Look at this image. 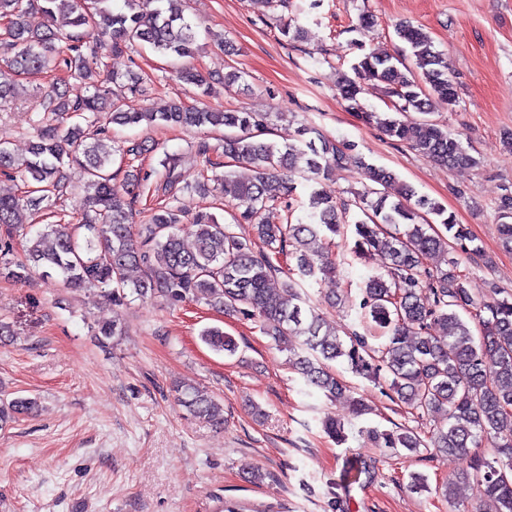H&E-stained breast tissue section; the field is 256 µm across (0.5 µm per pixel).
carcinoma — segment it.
Segmentation results:
<instances>
[{"instance_id": "cac0c4a2", "label": "carcinoma", "mask_w": 512, "mask_h": 512, "mask_svg": "<svg viewBox=\"0 0 512 512\" xmlns=\"http://www.w3.org/2000/svg\"><path fill=\"white\" fill-rule=\"evenodd\" d=\"M107 2L0 0V19L6 21L0 44L7 50L0 60V108L11 102L17 77L48 69L54 42L66 43L68 51L62 59L68 79L43 98L47 117L30 143L29 157L19 162L0 144V171L19 168L33 184L20 196H0V276L23 280L40 269L46 278L57 274L70 286L97 289L115 307L135 297L170 306L204 300L219 312L257 323L275 346L289 352L288 362L306 387L328 400L349 401L353 414L361 417L368 408L332 369L341 359L356 375L375 384L385 382L391 401L421 416L444 412L443 422L425 440L403 428L369 427L361 433L380 448L417 452L424 447L435 456L467 454L490 443L494 457L474 455L470 471L462 476L473 491L470 512H482L488 500L498 503L500 512H512V297L474 299L454 258L445 269L428 265L453 244L465 253L480 254L479 246L469 247L473 238L468 229L410 185L402 186L398 199H390L381 188L396 182L394 173L365 163L351 144L322 138L318 148L310 141L281 148L261 139L268 131L262 113L212 111L181 101L165 112H151L102 89L104 69L83 52L90 36H109L118 51L147 45L183 59L198 50V24L185 18L180 0H125L127 11L119 13L105 6ZM36 7L49 17L68 15L71 30H29L24 18ZM396 35L409 46L421 73H402L404 61L398 57L365 53L352 65L354 76L345 75L339 83L341 98L349 109L363 112L360 80L377 81L392 98V111L364 112L368 124L440 166L477 164L447 129L430 120H408L411 112L428 114L437 104H455L458 94L448 78V62L427 32L401 25ZM177 77L206 96L214 84L230 88L242 75L230 70L216 78L183 66ZM89 114L99 123L91 132L80 124ZM111 123L232 130L224 136V156L251 165L256 175L242 180L226 171L214 178L213 190L234 206L235 223L253 226L254 236H239L233 225L219 223L211 213L187 223L182 210L170 203L150 208L145 223H133L136 198L128 188L140 185L141 170L129 164L122 183H114L117 173L100 143ZM351 164L365 168L374 183L354 199L364 216L354 224V253L360 259L378 255L383 266L364 281L352 307L386 337L377 350L357 331L346 342L332 336L304 291L309 281L336 276L332 236L340 232L348 203L339 204L314 189L305 222L294 215L288 200L296 190L292 175L303 173L317 182ZM161 166V188L170 193L179 183L177 159L166 153ZM73 169L83 178L79 223L45 225L26 238L24 259H12L14 237L24 228L23 211L38 207L51 194L64 193ZM280 207L287 212L284 222L268 223L267 213ZM427 214L440 219L445 233L424 222ZM186 231L195 239L191 249L183 244ZM132 269L141 271L135 281L128 278ZM276 277L281 278L278 289L270 287ZM97 333L100 340H111L123 334V326L114 319L98 325ZM200 339L229 356L238 349L236 340L219 327L204 329ZM178 401L192 417L224 426V404L207 391L185 388ZM38 407L32 397L1 395L0 427Z\"/></svg>"}]
</instances>
